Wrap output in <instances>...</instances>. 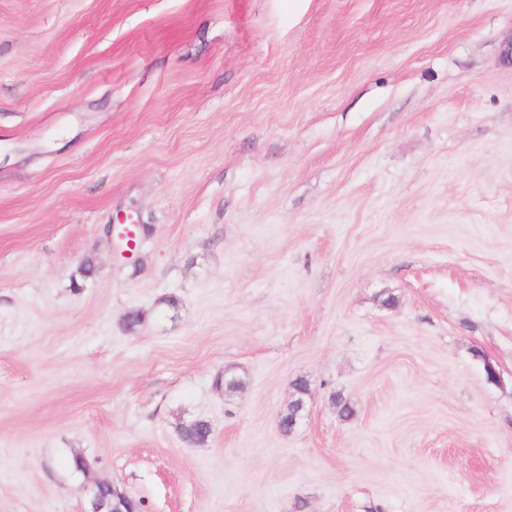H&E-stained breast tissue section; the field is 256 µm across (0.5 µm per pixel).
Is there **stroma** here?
Instances as JSON below:
<instances>
[{
    "mask_svg": "<svg viewBox=\"0 0 512 512\" xmlns=\"http://www.w3.org/2000/svg\"><path fill=\"white\" fill-rule=\"evenodd\" d=\"M511 37L512 0H0V512H512ZM309 391L308 384L306 380L298 379L294 382V393H295V402L291 406H288L285 412L281 416V426L279 424V427H282V431L284 433H289L293 428L297 426L299 420L297 421V414L299 404L301 402L304 403V396ZM295 416V417H294ZM293 422V423H292ZM292 423V424H291ZM291 424V427H290ZM106 484L112 490V511H104L107 499ZM85 512H137L129 497L112 486L109 482H98L93 485L88 499V509Z\"/></svg>",
    "mask_w": 512,
    "mask_h": 512,
    "instance_id": "35a3bbf8",
    "label": "stroma"
}]
</instances>
